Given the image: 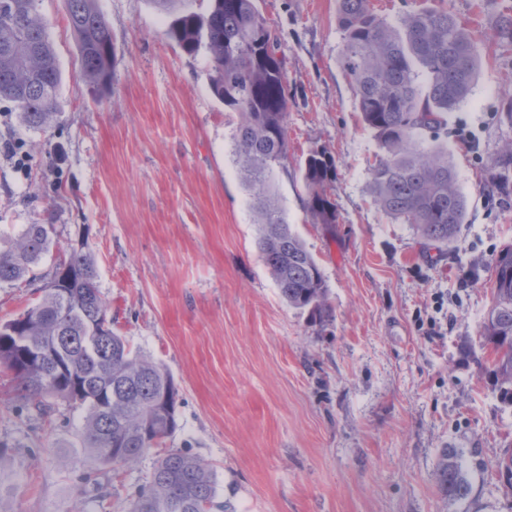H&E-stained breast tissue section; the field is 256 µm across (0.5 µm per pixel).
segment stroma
Listing matches in <instances>:
<instances>
[{"label":"stroma","mask_w":512,"mask_h":512,"mask_svg":"<svg viewBox=\"0 0 512 512\" xmlns=\"http://www.w3.org/2000/svg\"><path fill=\"white\" fill-rule=\"evenodd\" d=\"M445 2L481 59L448 115V153L467 217L447 253L422 251L410 225L372 203L377 144L340 66L337 0H261L286 60L288 159L274 184L291 228L320 265L334 318L312 325L282 299L257 247L234 161L238 117L211 93L204 54L167 35L155 0H99L115 48L112 91L94 98L79 69L67 0H40L62 81L57 120L26 132L0 101V144L22 138L25 166L0 154V245L53 217L60 250L85 247L130 346L178 389L168 447L212 469L236 512H512L492 466L512 444V408L458 346H481L492 254L512 242V201L486 179L512 125V48L485 38L512 0H372L387 21ZM335 157L338 224L304 205L311 148ZM483 259L474 267L475 259ZM43 422L0 368V512H126L151 459L112 480L80 446L77 411ZM442 448L474 450L468 502L449 507L432 472Z\"/></svg>","instance_id":"obj_1"}]
</instances>
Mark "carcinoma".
Here are the masks:
<instances>
[{"mask_svg": "<svg viewBox=\"0 0 512 512\" xmlns=\"http://www.w3.org/2000/svg\"><path fill=\"white\" fill-rule=\"evenodd\" d=\"M38 0H0V99L19 110L20 126L45 131L56 117L61 71ZM80 71L93 95L110 89L115 52L98 0H67ZM207 14L180 12L168 37L185 53L202 52L210 90L238 114L234 156L242 186L253 199L257 245L288 306L308 312L323 327L332 320L323 273L283 217L273 167L288 157V88L279 40L257 0H210ZM343 32L340 63L350 78L361 120L380 153L369 170L373 204L388 218L413 227L424 246L445 247L465 223L467 205L448 160L441 131L448 112L470 94L480 59L464 25L444 7L381 19L371 0H338ZM488 39L512 46V12L499 13ZM512 141L502 146L490 184L512 199ZM336 160L311 149L302 166L304 208L329 234L338 223L330 190ZM52 218L24 224L0 249V285L44 282L38 299L0 323V366L21 396L50 421V400L82 412L81 444L112 470V478L154 452L146 484L128 512H233L217 501L212 470L202 459L166 448L178 427L177 389L164 365L134 351L112 329L98 284L94 255L63 251L43 275L36 273L56 244ZM494 304L482 325L483 348L499 401L512 407V244L489 262ZM470 456L462 448L438 452L433 479L448 504L469 498ZM512 488V453L496 463Z\"/></svg>", "mask_w": 512, "mask_h": 512, "instance_id": "obj_1", "label": "carcinoma"}]
</instances>
